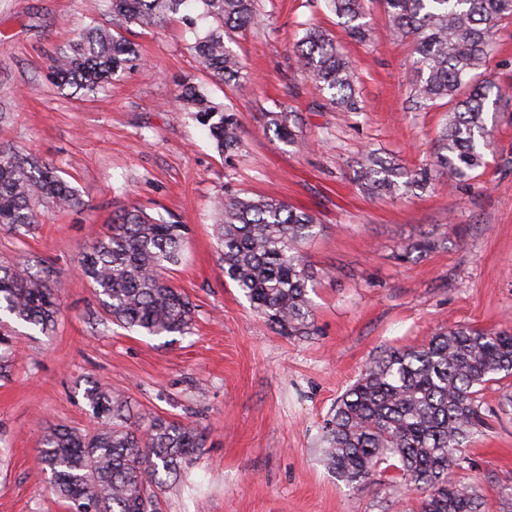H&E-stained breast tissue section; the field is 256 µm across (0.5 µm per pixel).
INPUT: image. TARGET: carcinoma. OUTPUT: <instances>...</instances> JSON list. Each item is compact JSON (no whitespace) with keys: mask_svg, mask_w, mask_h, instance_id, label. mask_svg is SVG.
<instances>
[{"mask_svg":"<svg viewBox=\"0 0 512 512\" xmlns=\"http://www.w3.org/2000/svg\"><path fill=\"white\" fill-rule=\"evenodd\" d=\"M112 10V29H85L54 57L60 89L94 92L140 58L123 32L129 26L158 25L190 5L215 26L197 39L194 50L212 77L239 85L244 64L224 44V36L261 23L255 0H98ZM350 37L368 36L364 0H323ZM396 35L414 46L419 80L413 102L421 108L448 107V124L438 138L435 166L462 179L485 165L492 146L488 113L498 110L497 86L482 79L495 33L512 19V0H381ZM295 52L319 94L347 112L358 109L357 76L336 40L308 27ZM179 99L206 127L218 152L240 141L237 113L210 104L197 86L182 87ZM266 127L286 145L296 141L288 112H267ZM366 186L385 194H407L430 183L431 170H406L368 152L359 161ZM58 210L83 205L78 191L55 167L17 152H0V224L29 232L38 223L35 203ZM216 239L224 277L253 309L280 333L310 336L314 331L307 298L311 272L303 245L319 232L310 213L284 200L226 192L215 198ZM183 225L125 209L82 253L79 270L92 285L112 322L149 336L189 333L195 306L164 280L179 263ZM42 267L38 274L30 269ZM60 313L54 271L26 259L0 268V314L35 327L53 329ZM16 346L0 320V377ZM512 377V327L485 331L450 328L417 348L391 347L369 363L341 395L325 426L328 469L347 486L371 482L381 465L393 469L411 491L422 493L417 512H482L480 488L463 485L451 472L464 467L466 444L481 422L480 393L491 382ZM86 397L95 418L91 433L60 425L38 449L41 472L54 494L72 512H154L152 490L161 475L178 476L203 446L197 428L161 417L146 428L127 423L122 401L92 383Z\"/></svg>","mask_w":512,"mask_h":512,"instance_id":"1","label":"carcinoma"}]
</instances>
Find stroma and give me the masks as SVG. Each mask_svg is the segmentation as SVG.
Masks as SVG:
<instances>
[{
	"label": "stroma",
	"mask_w": 512,
	"mask_h": 512,
	"mask_svg": "<svg viewBox=\"0 0 512 512\" xmlns=\"http://www.w3.org/2000/svg\"><path fill=\"white\" fill-rule=\"evenodd\" d=\"M93 0H0V147L60 170L84 202L38 206L27 234L0 224V265L42 258L61 284V314L43 334L17 325L18 352L0 380V512H70L36 465L45 433L92 431L84 391L121 395L130 419L192 424L204 446L180 477L157 490L161 512H413L418 492L378 469L358 489L323 462V430L337 399L389 347L419 346L450 327L512 324V24L501 26L485 71L507 96L487 164L468 179L433 178L422 191L377 196L362 188L363 153L409 170L430 167L445 107L411 109L417 73L408 43L391 32L378 0H366L369 36L350 39L321 0H256L263 25L228 48L244 87L212 81L193 45L212 22L172 18L132 26L141 58L95 91L58 89L52 59L90 22ZM332 34L359 76L360 111L315 92L294 52L305 24ZM204 87L241 122L237 149L219 154L176 100ZM298 115L295 144L268 131V111ZM275 197L312 213L321 231L305 246L315 331L279 335L225 279L211 200L224 191ZM139 208L184 224L181 262L167 274L195 306L184 336H145L113 324L78 271V259L112 222ZM431 237L419 253L415 244ZM512 382L481 392L485 425L456 479L479 486L486 512L512 486Z\"/></svg>",
	"instance_id": "35a3bbf8"
}]
</instances>
